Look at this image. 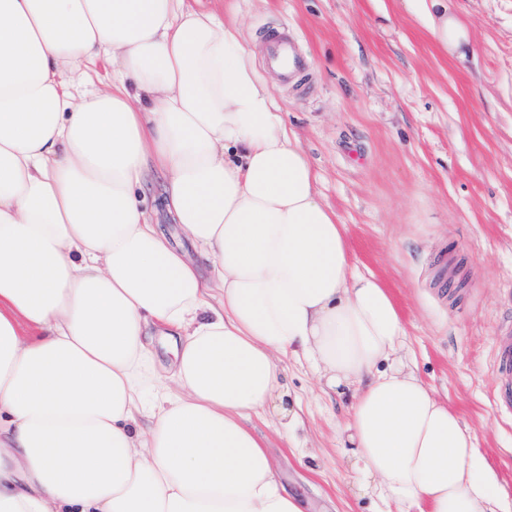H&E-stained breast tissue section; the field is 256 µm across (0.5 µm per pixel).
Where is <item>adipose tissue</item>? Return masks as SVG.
Masks as SVG:
<instances>
[{
    "label": "adipose tissue",
    "instance_id": "ef3b65f1",
    "mask_svg": "<svg viewBox=\"0 0 512 512\" xmlns=\"http://www.w3.org/2000/svg\"><path fill=\"white\" fill-rule=\"evenodd\" d=\"M408 3L467 59L452 0ZM97 60L111 89L77 99ZM151 172L208 267L149 222ZM405 338L239 27L186 0H0V512H305L250 425L293 438L288 353L352 389L337 433L363 490L507 512Z\"/></svg>",
    "mask_w": 512,
    "mask_h": 512
}]
</instances>
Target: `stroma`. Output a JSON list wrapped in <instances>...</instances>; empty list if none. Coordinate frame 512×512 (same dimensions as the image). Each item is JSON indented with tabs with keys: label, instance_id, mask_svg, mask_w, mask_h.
I'll use <instances>...</instances> for the list:
<instances>
[{
	"label": "stroma",
	"instance_id": "obj_1",
	"mask_svg": "<svg viewBox=\"0 0 512 512\" xmlns=\"http://www.w3.org/2000/svg\"><path fill=\"white\" fill-rule=\"evenodd\" d=\"M238 26L348 229L359 270L399 303L409 362L475 437L512 505V417L491 400L499 324L512 319V0H454L467 62L437 45L404 0H190ZM288 33L305 65L283 81L265 37ZM303 427L287 443L261 419L274 472L310 512H418L357 488L335 427L346 393L281 365Z\"/></svg>",
	"mask_w": 512,
	"mask_h": 512
}]
</instances>
